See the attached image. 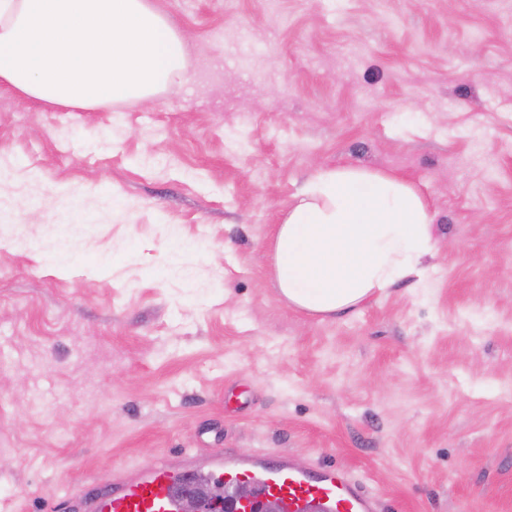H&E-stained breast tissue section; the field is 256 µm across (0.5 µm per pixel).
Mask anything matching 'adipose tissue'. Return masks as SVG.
I'll use <instances>...</instances> for the list:
<instances>
[{
  "mask_svg": "<svg viewBox=\"0 0 512 512\" xmlns=\"http://www.w3.org/2000/svg\"><path fill=\"white\" fill-rule=\"evenodd\" d=\"M190 46L151 0H0V86L93 110L146 100L185 75ZM435 251L428 203L401 178L317 169L272 241L282 296L333 317L418 272Z\"/></svg>",
  "mask_w": 512,
  "mask_h": 512,
  "instance_id": "ef3b65f1",
  "label": "adipose tissue"
}]
</instances>
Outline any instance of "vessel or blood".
Wrapping results in <instances>:
<instances>
[{"label":"vessel or blood","instance_id":"1","mask_svg":"<svg viewBox=\"0 0 512 512\" xmlns=\"http://www.w3.org/2000/svg\"><path fill=\"white\" fill-rule=\"evenodd\" d=\"M226 493L237 485L254 486L261 500L276 502L280 512H376V499L346 470L321 466L301 470L286 457L263 454L216 458ZM193 486L191 470L175 472L154 462L114 482L91 500L92 512H180L181 493Z\"/></svg>","mask_w":512,"mask_h":512}]
</instances>
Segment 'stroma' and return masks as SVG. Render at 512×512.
Wrapping results in <instances>:
<instances>
[{"label":"stroma","mask_w":512,"mask_h":512,"mask_svg":"<svg viewBox=\"0 0 512 512\" xmlns=\"http://www.w3.org/2000/svg\"><path fill=\"white\" fill-rule=\"evenodd\" d=\"M148 100L0 87V512L164 459L344 468L377 512H512V0H152ZM413 184L436 253L356 310L277 288L315 169Z\"/></svg>","instance_id":"stroma-1"}]
</instances>
